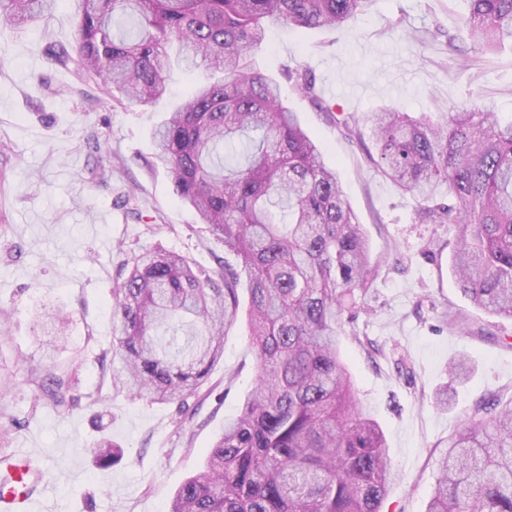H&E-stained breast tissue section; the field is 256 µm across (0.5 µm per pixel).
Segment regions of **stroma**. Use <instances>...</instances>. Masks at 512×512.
Masks as SVG:
<instances>
[{"label":"stroma","mask_w":512,"mask_h":512,"mask_svg":"<svg viewBox=\"0 0 512 512\" xmlns=\"http://www.w3.org/2000/svg\"><path fill=\"white\" fill-rule=\"evenodd\" d=\"M468 12L467 0H375L338 29L271 25L257 55L272 76L286 65L315 79L321 105L288 88L283 97L335 169L379 264L364 309L342 317L340 353L387 441L394 478L382 512H426L442 450L462 421L480 402L512 401V320L462 294L452 231L419 223V199L380 176L333 116L381 106L448 112L478 95L511 118L512 48L471 52ZM435 23L456 36L461 54L419 43ZM72 32L66 0L26 28L0 23V311L9 316L0 375L10 379L0 392V450L29 455L46 473L35 512H165L256 376L241 319L224 338L209 395L159 404L113 389L124 367L112 352L121 265L150 248L208 269L236 260L153 164L155 125L201 75L172 68L169 95L120 104L99 78L53 62L72 47ZM53 304L69 311L70 324L65 346L49 356L35 316ZM362 336L375 352L359 345ZM462 359L463 378L450 369ZM51 367L71 373L73 406L43 398L38 383ZM104 437L123 451L108 466L90 453Z\"/></svg>","instance_id":"1"}]
</instances>
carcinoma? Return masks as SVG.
Segmentation results:
<instances>
[{"instance_id": "1", "label": "carcinoma", "mask_w": 512, "mask_h": 512, "mask_svg": "<svg viewBox=\"0 0 512 512\" xmlns=\"http://www.w3.org/2000/svg\"><path fill=\"white\" fill-rule=\"evenodd\" d=\"M72 2L76 56L57 62L93 73L110 95L162 98L172 46L185 68L205 73L158 125L155 159L239 260L207 270L175 252L135 258L112 288V352L126 368L115 390L164 404L199 391L238 320L241 275L249 281L254 386L166 512H380L388 447L339 354L341 315L374 281L367 240L336 171L255 63L269 24L339 28L373 0ZM58 5L0 0V21L22 26ZM466 26L478 54L512 44V0H470ZM287 77L321 104L308 70ZM336 123L359 141L370 126L377 172L421 200L422 223L456 230L461 291L512 320V121L475 98L434 118L380 108ZM40 389L62 406L69 376L51 372ZM93 455L107 465L121 452L103 439ZM427 512H512V401L460 425Z\"/></svg>"}]
</instances>
